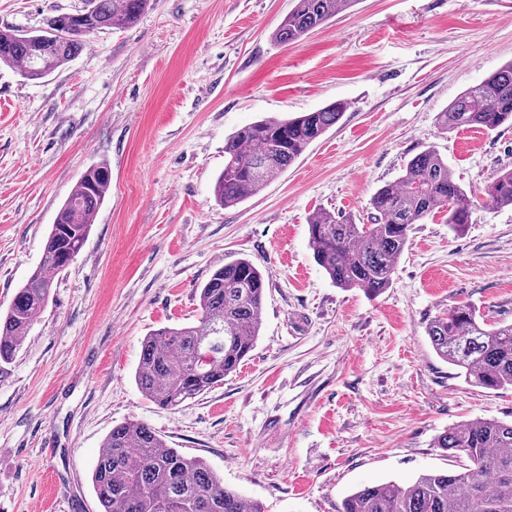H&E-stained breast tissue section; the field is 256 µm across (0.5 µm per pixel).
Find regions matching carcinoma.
Masks as SVG:
<instances>
[{"label":"carcinoma","mask_w":512,"mask_h":512,"mask_svg":"<svg viewBox=\"0 0 512 512\" xmlns=\"http://www.w3.org/2000/svg\"><path fill=\"white\" fill-rule=\"evenodd\" d=\"M150 0H86L82 9L54 17L39 34L0 30V60L31 81L72 61L87 38L133 25ZM356 0H295L273 33L295 42ZM347 110L332 102L315 112L259 119L224 140V170L213 195L224 207L260 193L323 136ZM512 124V61L466 90L438 116L443 133L460 128L495 130ZM111 170L91 166L58 210L39 265L0 314V362L13 360L56 277L81 252L111 187ZM493 207L512 206V169L498 172L484 189ZM473 201L433 148L416 154L395 181L369 203L368 223L319 211L309 220V246L338 288L377 294L390 286L412 226L440 213L460 233L470 223ZM265 273L238 258L217 267L199 291V315L179 327L147 334L134 379L140 392L174 410L222 384L252 352L262 327ZM427 336L438 357L472 385L512 388V322H492L468 302L434 317ZM435 447L463 460L457 469L426 473L407 485L394 481L358 488L337 512H512V422L496 419L448 428ZM100 512H262L259 505L224 487L199 457H188L143 422L112 427L92 470Z\"/></svg>","instance_id":"1"}]
</instances>
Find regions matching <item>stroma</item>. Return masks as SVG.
Returning <instances> with one entry per match:
<instances>
[{"instance_id":"obj_1","label":"stroma","mask_w":512,"mask_h":512,"mask_svg":"<svg viewBox=\"0 0 512 512\" xmlns=\"http://www.w3.org/2000/svg\"><path fill=\"white\" fill-rule=\"evenodd\" d=\"M82 5L0 0V30L38 32ZM293 5L152 0L43 80L0 70V312L86 170L112 175L81 253L0 364V512H99L92 467L123 422L202 458L263 512H336L361 486L452 468L435 446L449 427L512 421V389L466 383L426 333L459 302L512 321V207L481 198L512 169V126L437 125L512 61V0H356L276 43ZM336 100L343 117L276 180L216 203L225 138ZM429 147L475 193L470 224L427 217L389 288L336 287L309 247L311 215L366 222L376 190ZM241 257L269 277L254 350L223 384L159 408L134 381L143 338L194 321L198 286Z\"/></svg>"}]
</instances>
